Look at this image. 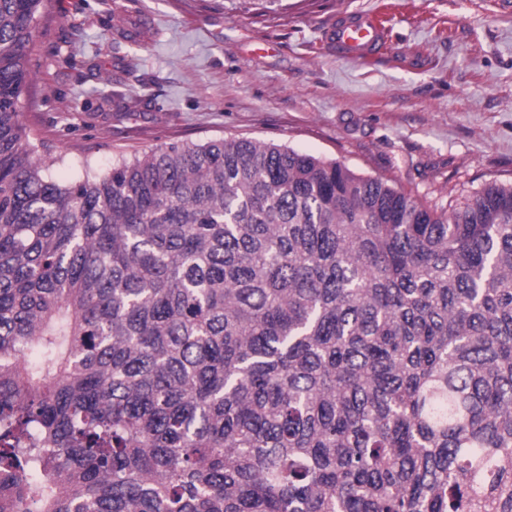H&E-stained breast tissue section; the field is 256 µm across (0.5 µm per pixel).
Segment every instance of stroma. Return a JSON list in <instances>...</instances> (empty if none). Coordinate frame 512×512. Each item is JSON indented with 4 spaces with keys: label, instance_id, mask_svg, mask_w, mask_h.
Returning <instances> with one entry per match:
<instances>
[{
    "label": "stroma",
    "instance_id": "obj_1",
    "mask_svg": "<svg viewBox=\"0 0 512 512\" xmlns=\"http://www.w3.org/2000/svg\"><path fill=\"white\" fill-rule=\"evenodd\" d=\"M381 11L373 65L320 49ZM157 31L139 39L142 28ZM21 119L65 183L171 142L238 137L337 161L451 209L512 184V8L498 0H52Z\"/></svg>",
    "mask_w": 512,
    "mask_h": 512
}]
</instances>
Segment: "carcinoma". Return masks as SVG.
Here are the masks:
<instances>
[{
  "mask_svg": "<svg viewBox=\"0 0 512 512\" xmlns=\"http://www.w3.org/2000/svg\"><path fill=\"white\" fill-rule=\"evenodd\" d=\"M46 2L0 0V512H512V184L236 137L59 183Z\"/></svg>",
  "mask_w": 512,
  "mask_h": 512,
  "instance_id": "1",
  "label": "carcinoma"
}]
</instances>
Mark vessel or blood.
I'll return each instance as SVG.
<instances>
[{"label":"vessel or blood","mask_w":512,"mask_h":512,"mask_svg":"<svg viewBox=\"0 0 512 512\" xmlns=\"http://www.w3.org/2000/svg\"><path fill=\"white\" fill-rule=\"evenodd\" d=\"M388 40L389 31L377 12L342 14L326 27L322 38L337 56L366 63L380 56Z\"/></svg>","instance_id":"1"}]
</instances>
